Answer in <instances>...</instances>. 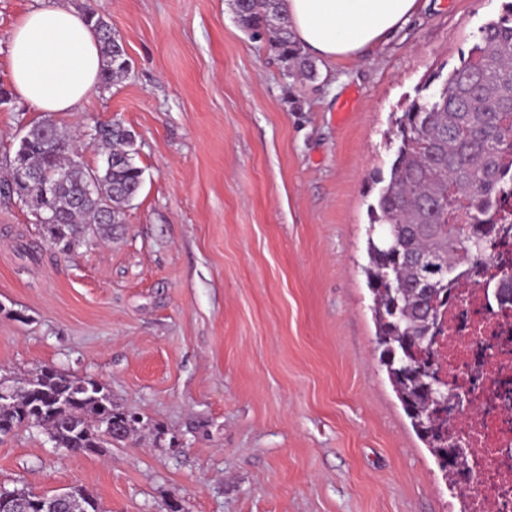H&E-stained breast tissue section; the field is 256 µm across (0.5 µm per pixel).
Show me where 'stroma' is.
Returning a JSON list of instances; mask_svg holds the SVG:
<instances>
[{
    "label": "stroma",
    "instance_id": "1",
    "mask_svg": "<svg viewBox=\"0 0 512 512\" xmlns=\"http://www.w3.org/2000/svg\"><path fill=\"white\" fill-rule=\"evenodd\" d=\"M49 2L0 0V83L14 25ZM67 2L110 23L131 71L57 119L122 121L143 187L69 257L0 199V375L97 379L140 427L78 458L17 428L0 484H79L102 512H457L380 366L368 206L407 100L512 0H420L366 56L314 58L312 79L232 0ZM37 117L0 106V162Z\"/></svg>",
    "mask_w": 512,
    "mask_h": 512
}]
</instances>
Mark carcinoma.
I'll use <instances>...</instances> for the list:
<instances>
[{"instance_id": "carcinoma-1", "label": "carcinoma", "mask_w": 512, "mask_h": 512, "mask_svg": "<svg viewBox=\"0 0 512 512\" xmlns=\"http://www.w3.org/2000/svg\"><path fill=\"white\" fill-rule=\"evenodd\" d=\"M240 27L270 34L279 54L305 77L315 66L293 37L281 0H233ZM85 15L104 58L103 87L126 78L127 55L112 27L94 9ZM395 119V150L388 175L369 204L368 263L363 267L372 294L380 363L417 435L437 459L444 479L462 501L468 493L457 476L468 471L444 462L445 451L462 440L448 429L431 395L440 388L448 405L462 399L463 383L439 379L433 368L436 336L444 333L448 300L466 286L494 287L512 271L496 257L503 241L512 248V3L506 14L485 23L468 56L445 80H428ZM99 159L91 167L75 156L66 127L51 117L29 122L15 155L38 178L56 183L44 197L35 183L0 179V197L23 196L43 224L49 243L72 253L88 233L106 238L124 223L129 197L138 195L143 171L134 161L133 134L120 122L91 126ZM98 175L91 197L85 188ZM117 433L108 439L103 426ZM139 419L112 401L108 387L92 378L71 377L45 366L13 384L0 400V429L31 424L45 431L58 448L92 454L128 439ZM11 492L30 512L41 495L26 486ZM72 497L77 512H100L94 495L80 486Z\"/></svg>"}]
</instances>
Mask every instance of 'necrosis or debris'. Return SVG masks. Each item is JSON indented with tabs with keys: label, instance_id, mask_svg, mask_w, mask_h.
<instances>
[{
	"label": "necrosis or debris",
	"instance_id": "4bbe7bcc",
	"mask_svg": "<svg viewBox=\"0 0 512 512\" xmlns=\"http://www.w3.org/2000/svg\"><path fill=\"white\" fill-rule=\"evenodd\" d=\"M445 326L436 347L440 374L477 383L476 410L451 424L471 453L472 512H512V308L472 288L449 308Z\"/></svg>",
	"mask_w": 512,
	"mask_h": 512
}]
</instances>
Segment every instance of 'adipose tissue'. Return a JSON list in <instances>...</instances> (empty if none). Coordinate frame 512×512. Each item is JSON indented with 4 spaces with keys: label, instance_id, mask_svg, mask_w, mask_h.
<instances>
[{
    "label": "adipose tissue",
    "instance_id": "1",
    "mask_svg": "<svg viewBox=\"0 0 512 512\" xmlns=\"http://www.w3.org/2000/svg\"><path fill=\"white\" fill-rule=\"evenodd\" d=\"M418 0H283L297 41L325 59L362 58L414 15ZM14 93L43 114L78 111L99 83L98 42L85 15L57 0L26 12L10 37Z\"/></svg>",
    "mask_w": 512,
    "mask_h": 512
}]
</instances>
